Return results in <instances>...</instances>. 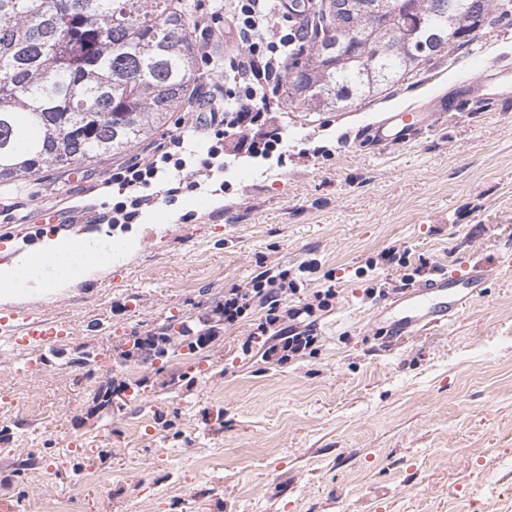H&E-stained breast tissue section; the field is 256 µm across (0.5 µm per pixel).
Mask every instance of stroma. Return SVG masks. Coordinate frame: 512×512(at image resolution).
Instances as JSON below:
<instances>
[{"instance_id": "obj_1", "label": "stroma", "mask_w": 512, "mask_h": 512, "mask_svg": "<svg viewBox=\"0 0 512 512\" xmlns=\"http://www.w3.org/2000/svg\"><path fill=\"white\" fill-rule=\"evenodd\" d=\"M415 112L408 138L371 124ZM287 150L227 157V169L143 211L138 248L93 281L1 306L68 323L29 369L0 341V512H512V25L486 29L364 103L284 108ZM116 157L0 182L25 223L0 219V263L47 212L73 237L124 224L112 205ZM437 271L493 267L482 295L447 326L386 344L374 320L390 247ZM316 259L296 301L335 283L313 354L286 363L243 354L249 327L216 326L204 349L116 368L124 337L173 322L269 268ZM94 352L92 377L69 366ZM145 391L85 419L101 385ZM79 440L76 449L69 440ZM55 466L53 484L37 476ZM112 476L109 485L99 477Z\"/></svg>"}]
</instances>
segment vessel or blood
<instances>
[{"instance_id": "obj_1", "label": "vessel or blood", "mask_w": 512, "mask_h": 512, "mask_svg": "<svg viewBox=\"0 0 512 512\" xmlns=\"http://www.w3.org/2000/svg\"><path fill=\"white\" fill-rule=\"evenodd\" d=\"M413 129L409 114L400 112L376 125L375 136L381 140H394ZM489 276L488 266L475 263L402 289L386 308L389 336L403 339L446 325L449 319L480 297ZM68 333L66 325L52 324L31 315L22 318L14 313L0 316V336L21 339L34 352L39 351L48 338Z\"/></svg>"}]
</instances>
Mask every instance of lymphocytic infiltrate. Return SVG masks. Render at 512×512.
Wrapping results in <instances>:
<instances>
[{
  "label": "lymphocytic infiltrate",
  "instance_id": "f902f5d3",
  "mask_svg": "<svg viewBox=\"0 0 512 512\" xmlns=\"http://www.w3.org/2000/svg\"><path fill=\"white\" fill-rule=\"evenodd\" d=\"M195 30L207 43L200 56L203 67L222 73L220 82L206 90H192L196 122L208 137V149L200 157L196 176L210 177L224 155L269 158L280 153V131L274 130L282 76L289 56L305 31L289 17L282 0H218L216 6L199 4L192 17ZM185 137L164 134L149 147L143 161L113 168L111 181L119 197L101 214L106 224H130L155 199L149 189L162 171H170L166 192L176 195L184 185ZM297 288L286 269L265 270L245 284L225 289L224 299L214 311L231 327L250 317L253 309L263 315L242 344V352L253 343L267 340L266 356L285 362L314 350L318 336L313 317L335 299V288L313 293L302 306L289 299Z\"/></svg>",
  "mask_w": 512,
  "mask_h": 512
}]
</instances>
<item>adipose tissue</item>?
<instances>
[{
  "instance_id": "ef3b65f1",
  "label": "adipose tissue",
  "mask_w": 512,
  "mask_h": 512,
  "mask_svg": "<svg viewBox=\"0 0 512 512\" xmlns=\"http://www.w3.org/2000/svg\"><path fill=\"white\" fill-rule=\"evenodd\" d=\"M98 237H56L46 242L41 263L20 254L0 264V305L62 293L102 269Z\"/></svg>"
}]
</instances>
